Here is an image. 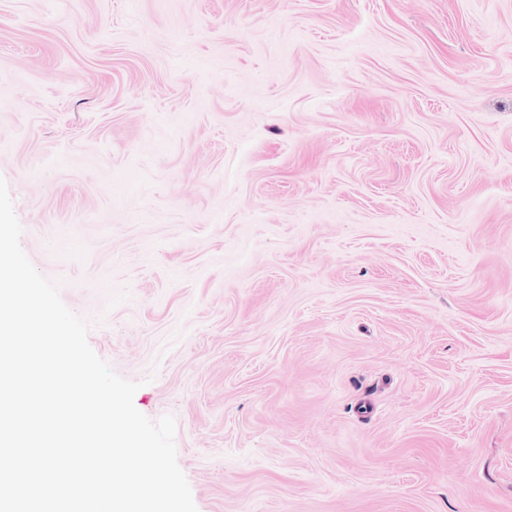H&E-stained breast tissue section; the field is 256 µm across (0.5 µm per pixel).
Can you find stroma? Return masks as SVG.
Here are the masks:
<instances>
[{"instance_id": "35a3bbf8", "label": "stroma", "mask_w": 512, "mask_h": 512, "mask_svg": "<svg viewBox=\"0 0 512 512\" xmlns=\"http://www.w3.org/2000/svg\"><path fill=\"white\" fill-rule=\"evenodd\" d=\"M0 177L198 512H512V0H0Z\"/></svg>"}]
</instances>
